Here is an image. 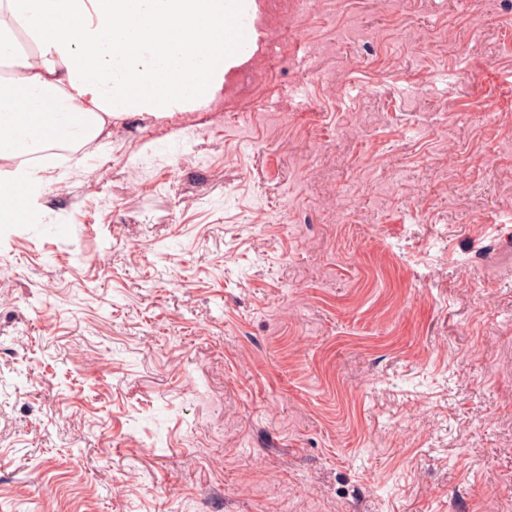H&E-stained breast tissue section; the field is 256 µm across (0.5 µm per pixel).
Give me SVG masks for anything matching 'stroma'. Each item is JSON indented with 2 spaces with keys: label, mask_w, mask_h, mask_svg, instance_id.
<instances>
[{
  "label": "stroma",
  "mask_w": 512,
  "mask_h": 512,
  "mask_svg": "<svg viewBox=\"0 0 512 512\" xmlns=\"http://www.w3.org/2000/svg\"><path fill=\"white\" fill-rule=\"evenodd\" d=\"M292 24L0 219V512H512V16Z\"/></svg>",
  "instance_id": "35a3bbf8"
}]
</instances>
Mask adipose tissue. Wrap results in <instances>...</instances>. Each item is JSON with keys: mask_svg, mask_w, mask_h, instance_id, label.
I'll list each match as a JSON object with an SVG mask.
<instances>
[{"mask_svg": "<svg viewBox=\"0 0 512 512\" xmlns=\"http://www.w3.org/2000/svg\"><path fill=\"white\" fill-rule=\"evenodd\" d=\"M254 0H0V160L86 142L130 112L206 104L244 62Z\"/></svg>", "mask_w": 512, "mask_h": 512, "instance_id": "adipose-tissue-1", "label": "adipose tissue"}]
</instances>
